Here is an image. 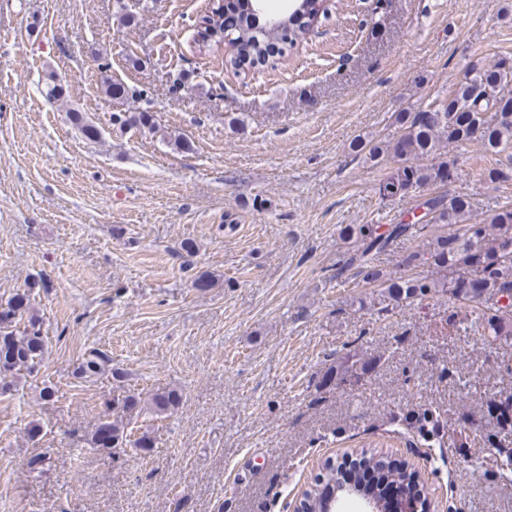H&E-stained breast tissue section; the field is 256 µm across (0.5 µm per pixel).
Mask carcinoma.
<instances>
[{
    "mask_svg": "<svg viewBox=\"0 0 512 512\" xmlns=\"http://www.w3.org/2000/svg\"><path fill=\"white\" fill-rule=\"evenodd\" d=\"M198 44L209 48L227 42L231 48L230 66L236 70L256 67L268 62V49L277 44L292 46L306 39L307 25H298L289 16L277 27L256 26L248 14L236 15L217 4L202 16L197 24ZM512 83V66L505 59L493 58L468 68L448 97L431 101L434 111L400 112L397 121L403 133L393 143L358 140L354 149L367 153L372 160L390 151L402 159H429L427 165L406 164L384 179L379 193L386 197L405 194L433 183H443L452 176L453 162L443 156L441 149L476 141L486 156H496L495 166L485 171V180L504 183L512 180V153L499 155L512 148V93L504 88ZM104 94L109 98L128 95V87L107 75L102 79ZM44 96L55 102L67 101L68 90L53 73L46 77ZM429 220L448 225V231L435 234L422 246L406 252L400 265L409 274L394 276L374 264L377 256L390 251L400 239L416 233V225L398 223L382 226L362 224L353 228L359 247L352 261L358 263L359 274L368 284H377L382 295L393 305L400 306L427 296L446 297L464 304L475 305V322L482 328L483 344L489 348L512 346V207L499 208L487 222H474L473 203L464 196L435 195L424 200ZM433 268L430 276H420L411 270L420 266ZM30 307V293H16L6 303H0V390L8 388L7 378L19 371H37L45 348L44 337L35 323L17 328ZM383 356L365 357L356 352L345 356L329 367L321 386L343 384L353 389L368 370L381 363ZM108 358L96 353L78 367L79 375L98 374ZM183 405V394L176 389L157 392L144 402L132 393L112 402V416L103 418L88 439L92 448L111 455L131 444L148 451L150 437L146 434L131 441L125 432L129 421L148 409L156 415L175 411ZM394 422L418 436L424 446L431 448L442 438L445 421L439 411L419 404L400 413ZM505 442L512 449V420L489 419V427L475 428L461 448H480L488 443ZM371 465L388 469L389 477L403 484H416L417 473L402 464L393 466L383 457L371 454L363 457Z\"/></svg>",
    "mask_w": 512,
    "mask_h": 512,
    "instance_id": "cac0c4a2",
    "label": "carcinoma"
}]
</instances>
